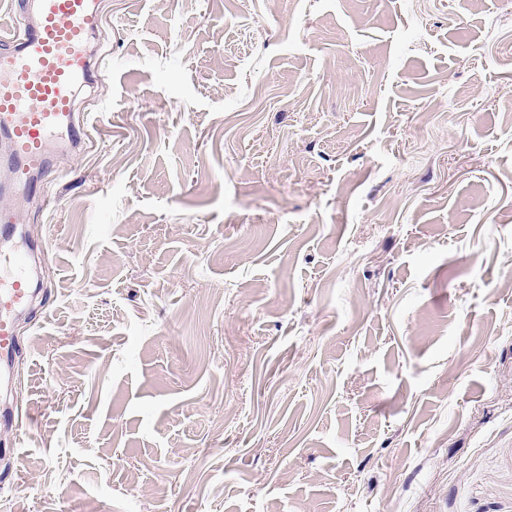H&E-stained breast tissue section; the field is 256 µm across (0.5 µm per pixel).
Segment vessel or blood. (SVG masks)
<instances>
[{"mask_svg": "<svg viewBox=\"0 0 512 512\" xmlns=\"http://www.w3.org/2000/svg\"><path fill=\"white\" fill-rule=\"evenodd\" d=\"M17 26L0 35V132L10 143L13 183L35 188L49 167L51 134L68 129L73 138L86 135L76 116L73 90L88 79L92 65L85 42L101 25L95 0H12ZM15 257L0 263V357L18 347L14 315L31 299Z\"/></svg>", "mask_w": 512, "mask_h": 512, "instance_id": "obj_1", "label": "vessel or blood"}]
</instances>
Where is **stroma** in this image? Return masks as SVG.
I'll list each match as a JSON object with an SVG mask.
<instances>
[{
    "label": "stroma",
    "mask_w": 512,
    "mask_h": 512,
    "mask_svg": "<svg viewBox=\"0 0 512 512\" xmlns=\"http://www.w3.org/2000/svg\"><path fill=\"white\" fill-rule=\"evenodd\" d=\"M97 7L0 512H512V0Z\"/></svg>",
    "instance_id": "35a3bbf8"
}]
</instances>
